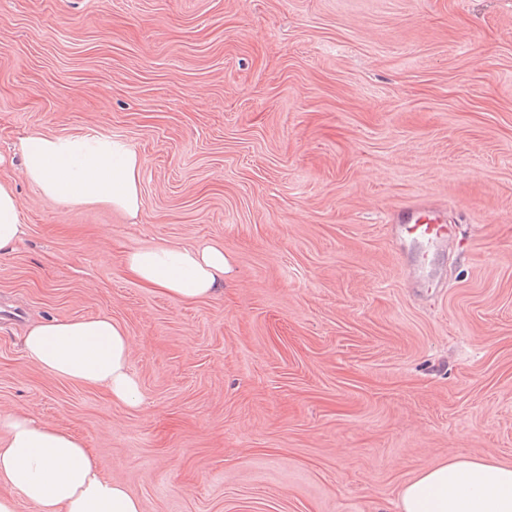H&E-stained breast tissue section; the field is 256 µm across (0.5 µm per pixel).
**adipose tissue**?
I'll list each match as a JSON object with an SVG mask.
<instances>
[{
	"instance_id": "adipose-tissue-1",
	"label": "adipose tissue",
	"mask_w": 512,
	"mask_h": 512,
	"mask_svg": "<svg viewBox=\"0 0 512 512\" xmlns=\"http://www.w3.org/2000/svg\"><path fill=\"white\" fill-rule=\"evenodd\" d=\"M21 171L45 197L63 205L102 204L137 219L142 161L125 140L93 131L54 136L30 132L19 142ZM25 234L17 198L0 182V255ZM126 270L146 288L177 300L215 296L227 261L214 244L156 246L130 251ZM27 359L46 373L138 404L129 341L111 317L52 319L22 338ZM0 512L25 500L39 512H141L138 498L99 470L83 440L22 410L0 415ZM400 512H512V466L483 459H449L401 490Z\"/></svg>"
}]
</instances>
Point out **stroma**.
I'll return each mask as SVG.
<instances>
[{
    "label": "stroma",
    "mask_w": 512,
    "mask_h": 512,
    "mask_svg": "<svg viewBox=\"0 0 512 512\" xmlns=\"http://www.w3.org/2000/svg\"><path fill=\"white\" fill-rule=\"evenodd\" d=\"M143 161L137 221L20 174L31 131ZM0 413L82 439L142 512H399L450 458L512 465V0H0ZM423 201L439 244L395 241ZM223 246L214 297L127 252ZM127 331L141 404L47 374L45 318ZM25 234L16 195L0 182V255L12 252ZM446 222L440 211L431 209L425 203H415L413 206L404 204L391 219L394 234L426 242L446 239Z\"/></svg>",
    "instance_id": "obj_1"
}]
</instances>
